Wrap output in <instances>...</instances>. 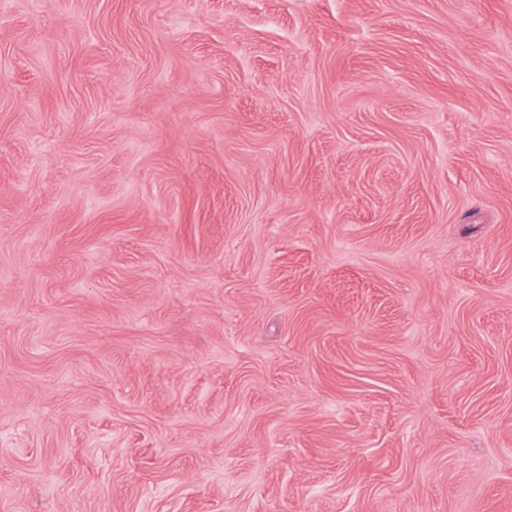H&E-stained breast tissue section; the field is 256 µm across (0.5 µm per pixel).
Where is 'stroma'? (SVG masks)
I'll list each match as a JSON object with an SVG mask.
<instances>
[{
  "label": "stroma",
  "instance_id": "stroma-1",
  "mask_svg": "<svg viewBox=\"0 0 512 512\" xmlns=\"http://www.w3.org/2000/svg\"><path fill=\"white\" fill-rule=\"evenodd\" d=\"M0 512H512V0H0Z\"/></svg>",
  "mask_w": 512,
  "mask_h": 512
}]
</instances>
